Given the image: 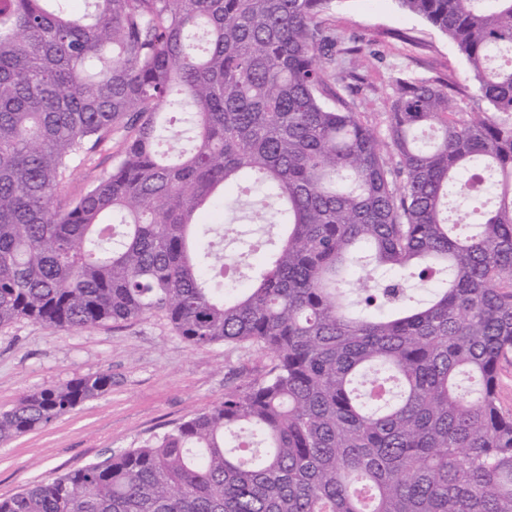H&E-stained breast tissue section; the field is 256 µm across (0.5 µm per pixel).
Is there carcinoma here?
<instances>
[{
	"label": "carcinoma",
	"mask_w": 512,
	"mask_h": 512,
	"mask_svg": "<svg viewBox=\"0 0 512 512\" xmlns=\"http://www.w3.org/2000/svg\"><path fill=\"white\" fill-rule=\"evenodd\" d=\"M0 0V326L161 312L264 364L139 448L0 512H512V0H396L467 88L402 74L381 137L333 0ZM119 159L61 206L74 169ZM285 232L251 286L200 219L219 189ZM112 389L22 395L0 442ZM499 397L503 408L512 412V353L500 363Z\"/></svg>",
	"instance_id": "carcinoma-1"
}]
</instances>
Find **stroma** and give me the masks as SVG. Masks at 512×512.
<instances>
[{
	"label": "stroma",
	"instance_id": "1",
	"mask_svg": "<svg viewBox=\"0 0 512 512\" xmlns=\"http://www.w3.org/2000/svg\"><path fill=\"white\" fill-rule=\"evenodd\" d=\"M324 19L346 45L360 48L345 66L363 81L359 110L376 131L384 129L399 73L470 82L455 45L422 18L399 10L395 0H334ZM119 150V142H112L76 168L59 200L85 193L111 171ZM259 364L257 355L221 343L193 350L159 314L79 334L28 320L0 327V412L23 393L92 373L112 374L107 394L45 428L0 443V499L139 447L209 407Z\"/></svg>",
	"mask_w": 512,
	"mask_h": 512
}]
</instances>
